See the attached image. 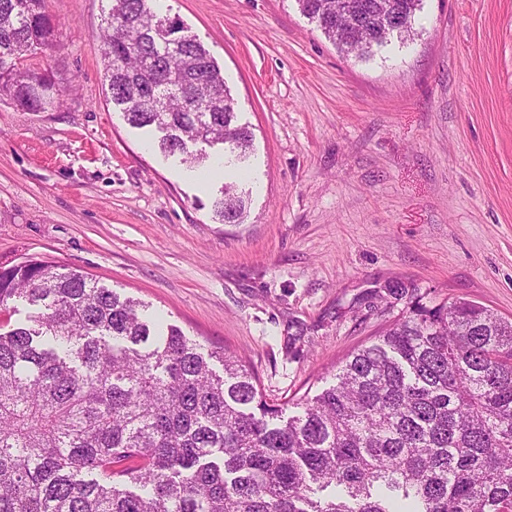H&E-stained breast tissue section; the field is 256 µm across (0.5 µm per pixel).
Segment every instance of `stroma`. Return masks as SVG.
Returning <instances> with one entry per match:
<instances>
[{
    "mask_svg": "<svg viewBox=\"0 0 512 512\" xmlns=\"http://www.w3.org/2000/svg\"><path fill=\"white\" fill-rule=\"evenodd\" d=\"M209 51L249 126L243 223L221 176L164 155L106 96L109 0H47L68 88L46 112L0 102V267L88 275L243 356L266 400L328 387L402 315L386 287L512 321V0H424L415 40L341 53L297 0H151ZM228 171L224 172V190L222 197L215 201L213 214L221 224H240L247 212L248 198L238 192L237 182L227 178Z\"/></svg>",
    "mask_w": 512,
    "mask_h": 512,
    "instance_id": "35a3bbf8",
    "label": "stroma"
}]
</instances>
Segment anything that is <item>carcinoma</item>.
<instances>
[{
  "mask_svg": "<svg viewBox=\"0 0 512 512\" xmlns=\"http://www.w3.org/2000/svg\"><path fill=\"white\" fill-rule=\"evenodd\" d=\"M46 2L0 0V99L27 112L59 96L52 72L24 65L57 46ZM109 2L106 95L127 123L191 164L207 158L197 145L244 158L253 135L210 53L179 21L178 49L158 41L149 0ZM328 2L298 0L362 58L415 35L423 4L342 0L338 25ZM247 206L229 178L213 214L239 224ZM389 291L406 313L286 418L242 358L159 330L142 302L36 258L0 267V314L36 308L0 332V512H512V321Z\"/></svg>",
  "mask_w": 512,
  "mask_h": 512,
  "instance_id": "obj_1",
  "label": "carcinoma"
}]
</instances>
